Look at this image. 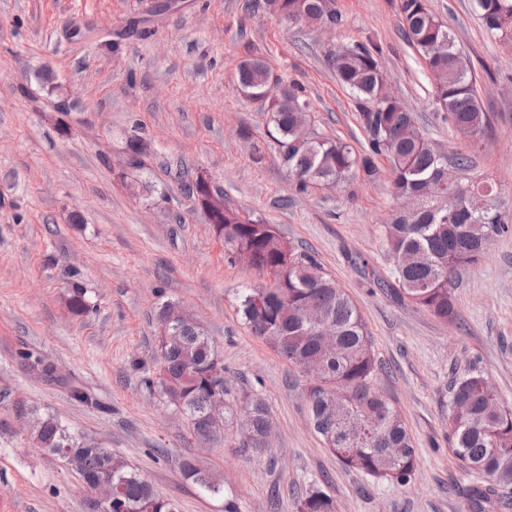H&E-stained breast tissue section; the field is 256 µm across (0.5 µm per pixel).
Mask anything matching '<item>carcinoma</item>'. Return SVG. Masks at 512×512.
Wrapping results in <instances>:
<instances>
[{
  "label": "carcinoma",
  "instance_id": "carcinoma-1",
  "mask_svg": "<svg viewBox=\"0 0 512 512\" xmlns=\"http://www.w3.org/2000/svg\"><path fill=\"white\" fill-rule=\"evenodd\" d=\"M334 0H265L269 12L290 22L307 21L337 27L342 17ZM485 32L512 42V0H473ZM403 36L415 48L431 76L435 101L448 112V122L465 137L485 134L484 111L472 67L450 28L428 7L427 0H398ZM382 50L372 39L356 40L329 51V66L338 83L354 95L359 119L368 134L363 154L348 143L321 136L311 128V103L296 82L284 84L267 63L243 60L239 86L250 98L268 102L275 136L295 191L313 187H346L371 181L376 160L386 159L393 175L395 200L419 197L418 208L395 209L384 225V244L393 263L390 291L424 308L439 321L458 318L455 283L460 271L480 262L496 237L512 234V210L498 186L475 172L469 157L448 152L424 135L414 113L387 91L379 63ZM460 175L454 187L457 210L448 213V163ZM224 242V258L245 247L253 268L270 284L238 293L239 313L252 335L268 342L309 379L308 414L325 449L347 469L371 481L405 484L415 474L416 449L401 414L375 391L378 364L360 310L318 262L315 255L282 240L276 228L249 213L224 205L212 225ZM68 298L74 313L88 309L86 292L75 282ZM180 314L171 337H158L152 368L134 360L141 383L184 414L199 432L215 425L206 419L217 396L209 370L219 353L207 332L176 304L159 307L158 319ZM336 329V354L320 344V324ZM31 436L46 453L63 456L78 449L77 474L85 485L109 482L117 490L111 512H176L141 474L106 448L91 446L54 415L31 410ZM271 413L263 399L240 396L224 385V426H239L250 435L251 456L266 449ZM451 448L462 468L481 474L468 489L470 512L512 508V408L506 406L487 375L471 369L453 382L448 414ZM182 473L212 494L223 492L216 476L192 460ZM296 512H337L336 500L317 488L297 503Z\"/></svg>",
  "mask_w": 512,
  "mask_h": 512
}]
</instances>
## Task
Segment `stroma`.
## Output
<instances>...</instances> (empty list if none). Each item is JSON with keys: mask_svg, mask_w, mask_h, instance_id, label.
Masks as SVG:
<instances>
[{"mask_svg": "<svg viewBox=\"0 0 512 512\" xmlns=\"http://www.w3.org/2000/svg\"><path fill=\"white\" fill-rule=\"evenodd\" d=\"M0 0V512H86L87 493L64 461L35 447L28 414L59 417L84 440L137 468L178 512H296L315 487L339 512H468L450 448L453 372L476 367L512 406V235L493 240L456 282L459 319L440 323L394 297L383 244L394 206L391 172L350 187L295 193L268 133L262 101L238 87L242 60H264L303 85L322 135L362 150L367 134L329 49L372 38L388 90L429 139L469 153L512 202V45L485 33L472 0H428L471 61L491 118L479 140L460 136L431 95V79L399 28L397 0H336L340 26L291 23L264 0ZM139 140L144 168H125ZM205 174L224 199L313 252L360 309L380 364L374 388L396 408L418 454L405 484L373 482L325 451L310 424L308 378L237 313L238 291L267 284L224 258L201 206L183 189ZM146 180L151 191L136 192ZM82 224H72L73 215ZM367 267H360V260ZM93 308L71 313L72 282ZM178 304L206 330L240 393L268 404L270 446L237 453L236 430L195 431L148 392L130 366L153 364L155 312ZM53 364L54 378L27 365ZM96 405L74 402L71 386ZM213 472V495L181 470Z\"/></svg>", "mask_w": 512, "mask_h": 512, "instance_id": "stroma-1", "label": "stroma"}]
</instances>
